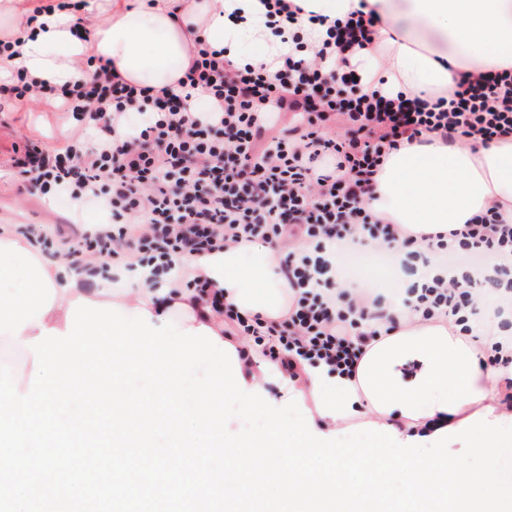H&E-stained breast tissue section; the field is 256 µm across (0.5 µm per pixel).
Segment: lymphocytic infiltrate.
<instances>
[{"instance_id":"obj_1","label":"lymphocytic infiltrate","mask_w":512,"mask_h":512,"mask_svg":"<svg viewBox=\"0 0 512 512\" xmlns=\"http://www.w3.org/2000/svg\"><path fill=\"white\" fill-rule=\"evenodd\" d=\"M266 7L272 33L292 43L266 66L236 64L202 43L176 87L157 91L105 64L58 90L14 74L16 98H40L74 120L62 145L26 144L15 161L20 176L41 196L71 200L74 217L94 205L112 218L66 241L70 265L145 267L155 283L180 273L223 314L225 335L249 337L254 354L302 383L317 365L355 375L370 340L393 330L389 303L358 285L340 289L327 258L382 247L414 278L404 304L459 326L490 362L512 366L504 348L512 325L478 306L491 285L512 301V220L494 205L448 235H424L417 250L367 203L401 145L430 135L449 145L511 137L512 69L461 73L446 96L391 94L351 63L378 49L375 10L331 20L326 40L309 42L294 0ZM201 89L213 109L198 116L187 105ZM134 112L146 115L144 125L113 138ZM285 239L293 243L279 265L288 308L270 323L225 306L223 291L176 267L182 257Z\"/></svg>"}]
</instances>
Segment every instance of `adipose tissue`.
Masks as SVG:
<instances>
[{
    "label": "adipose tissue",
    "instance_id": "obj_1",
    "mask_svg": "<svg viewBox=\"0 0 512 512\" xmlns=\"http://www.w3.org/2000/svg\"><path fill=\"white\" fill-rule=\"evenodd\" d=\"M393 28L385 55L364 59L365 70L386 80L389 92L446 95L459 73L512 67V0H367ZM24 0H0V36L21 38L18 55L0 62V74L22 69L59 86L78 80L86 58L109 63L127 81L160 89L186 71L196 43L237 50L244 35L256 38L249 62H270L278 43L264 27L261 0H88L82 13L88 40L72 36L71 8L29 19ZM238 23H230V13ZM499 203L512 213V139L486 147L431 142L393 151L377 179L369 204L381 217L413 233L446 232ZM282 250L233 246L190 261L225 303L240 313L279 319L286 281L279 272ZM118 306L144 309L153 318L182 310L180 328L206 326L223 335L224 320L211 309L194 313L193 290L165 282L150 287L146 271H120ZM80 295L78 276L67 265L50 264L11 228L0 229V335L23 343L41 330H65L66 315ZM396 327L371 341L357 379L310 369L294 386L276 362L242 363L247 387L276 383L279 399L302 394L312 401L316 431L373 422L396 429L399 438L431 436L492 410L504 416L505 370L481 360L472 343L442 323L422 319L413 308L392 306Z\"/></svg>",
    "mask_w": 512,
    "mask_h": 512
}]
</instances>
